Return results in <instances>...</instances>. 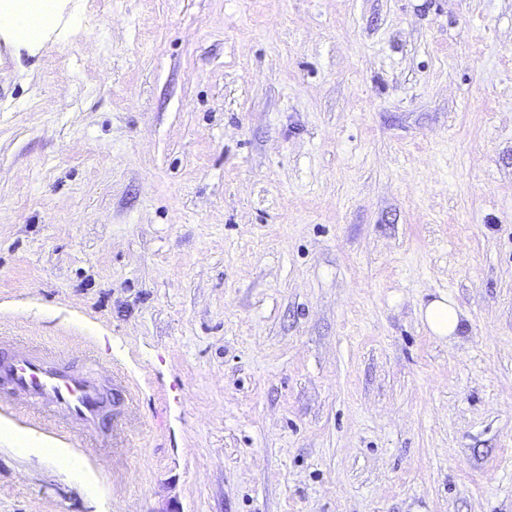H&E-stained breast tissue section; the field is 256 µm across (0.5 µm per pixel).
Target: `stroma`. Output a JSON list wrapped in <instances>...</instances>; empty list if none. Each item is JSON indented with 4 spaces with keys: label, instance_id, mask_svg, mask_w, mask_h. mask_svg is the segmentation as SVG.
<instances>
[{
    "label": "stroma",
    "instance_id": "stroma-1",
    "mask_svg": "<svg viewBox=\"0 0 512 512\" xmlns=\"http://www.w3.org/2000/svg\"><path fill=\"white\" fill-rule=\"evenodd\" d=\"M52 11L0 30V336L138 401L75 472L0 442V512H512V0ZM420 318L431 334L439 339H458L460 312L455 301L441 294L420 308Z\"/></svg>",
    "mask_w": 512,
    "mask_h": 512
}]
</instances>
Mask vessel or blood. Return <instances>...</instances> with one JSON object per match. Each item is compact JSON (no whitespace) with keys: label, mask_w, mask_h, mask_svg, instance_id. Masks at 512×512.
<instances>
[{"label":"vessel or blood","mask_w":512,"mask_h":512,"mask_svg":"<svg viewBox=\"0 0 512 512\" xmlns=\"http://www.w3.org/2000/svg\"><path fill=\"white\" fill-rule=\"evenodd\" d=\"M100 360L92 353L80 361L45 351L18 338L0 341V390L10 389L26 408L58 420L59 438L109 435L111 445H125L118 410H132L136 393L124 372H116L111 390L98 382Z\"/></svg>","instance_id":"obj_1"}]
</instances>
